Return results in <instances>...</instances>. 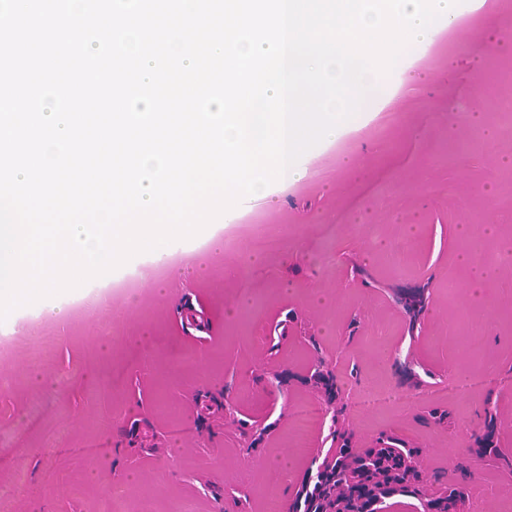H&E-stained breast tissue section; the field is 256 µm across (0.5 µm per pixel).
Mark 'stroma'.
I'll use <instances>...</instances> for the list:
<instances>
[{
    "label": "stroma",
    "mask_w": 512,
    "mask_h": 512,
    "mask_svg": "<svg viewBox=\"0 0 512 512\" xmlns=\"http://www.w3.org/2000/svg\"><path fill=\"white\" fill-rule=\"evenodd\" d=\"M452 10L391 74L390 130L370 111L307 150L298 179L210 226L220 252L208 236L177 241L115 269L96 308H71L81 294L67 291L0 321V512H264L272 496L291 512L336 430L353 448H417L426 492L406 497L409 512L458 482L463 512H512V473L473 452L489 412L512 454V142L497 107L512 100V50L478 49L492 25L512 32V8ZM478 247L491 278L458 262ZM417 294L412 318L397 298ZM471 371L478 391L443 398ZM370 387L396 402L359 409ZM308 402L322 415L301 454ZM435 408L444 423L428 420ZM273 461L293 464V481L272 484Z\"/></svg>",
    "instance_id": "1"
}]
</instances>
